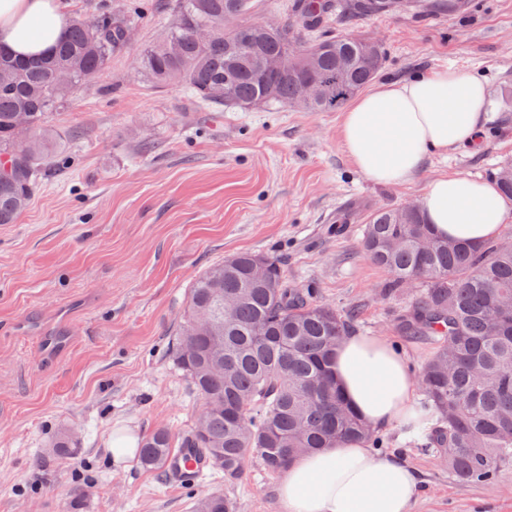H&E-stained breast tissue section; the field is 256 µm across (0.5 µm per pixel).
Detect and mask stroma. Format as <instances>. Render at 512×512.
I'll use <instances>...</instances> for the list:
<instances>
[{
  "instance_id": "obj_1",
  "label": "stroma",
  "mask_w": 512,
  "mask_h": 512,
  "mask_svg": "<svg viewBox=\"0 0 512 512\" xmlns=\"http://www.w3.org/2000/svg\"><path fill=\"white\" fill-rule=\"evenodd\" d=\"M87 18L142 12L124 48L48 121L55 155L16 223L0 224V512H192L217 493L239 512H278L280 475L248 457L240 477L161 480L112 461V432L181 436L200 403L172 361L195 279L236 253L273 256L290 286L355 312L418 369L434 345L398 333L412 295L361 248L365 216L419 203L442 175L491 179L512 163V0H431L375 16L334 15L325 31L379 43L380 80L444 68L485 79L479 138L426 160L406 185L367 179L348 159L341 112L277 106L211 112L157 86L140 57L171 25L173 0H69ZM73 435L68 451L52 448ZM384 452L420 474L414 512H512V460L488 485L459 481L404 427Z\"/></svg>"
}]
</instances>
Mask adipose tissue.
<instances>
[{
  "instance_id": "ef3b65f1",
  "label": "adipose tissue",
  "mask_w": 512,
  "mask_h": 512,
  "mask_svg": "<svg viewBox=\"0 0 512 512\" xmlns=\"http://www.w3.org/2000/svg\"><path fill=\"white\" fill-rule=\"evenodd\" d=\"M68 23L65 0H0V49L25 59L41 57ZM487 95L485 80L463 70L384 81L347 108L339 137L367 178L405 185L429 156L476 138ZM420 207L437 236L469 243L498 237L508 209L495 183L454 176L431 180ZM335 376L344 398L373 428L416 418L417 379L391 340L345 336L336 351ZM419 489V473L405 461L343 442L297 459L277 497L279 512H413Z\"/></svg>"
}]
</instances>
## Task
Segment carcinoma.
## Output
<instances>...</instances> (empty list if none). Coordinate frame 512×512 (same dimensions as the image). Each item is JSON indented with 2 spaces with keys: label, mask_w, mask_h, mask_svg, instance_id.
<instances>
[{
  "label": "carcinoma",
  "mask_w": 512,
  "mask_h": 512,
  "mask_svg": "<svg viewBox=\"0 0 512 512\" xmlns=\"http://www.w3.org/2000/svg\"><path fill=\"white\" fill-rule=\"evenodd\" d=\"M250 0H176V17L142 54L159 85L177 84L205 107L288 104L334 112L374 80L384 51L345 35L311 38L324 27L323 0H296L275 27L224 28V14L244 15ZM361 16L394 10V0H352ZM135 18L76 17L50 53L24 60L0 50V224H13L53 163L45 122L75 89L98 77L128 41ZM298 54L288 70L269 74L266 59ZM305 83L319 87L300 98ZM512 167L497 173L512 200ZM363 250L386 270L388 291L415 286L397 327L427 338L434 352L418 380L424 392L419 433L458 479L490 484L512 458V243L467 244L436 236L417 209L384 207L366 217ZM264 261L269 278L253 277ZM312 288L288 286L277 260L242 252L205 270L190 288L173 361L202 404L177 441L155 429L140 449L141 466L167 472L176 448H196L224 477H237L253 455L270 473L297 457L350 439L383 441L343 400L334 377L336 347L352 329ZM222 495L199 498L194 512H237Z\"/></svg>",
  "instance_id": "carcinoma-1"
}]
</instances>
